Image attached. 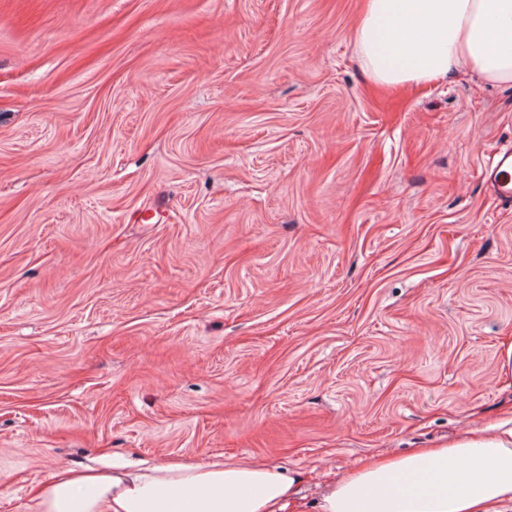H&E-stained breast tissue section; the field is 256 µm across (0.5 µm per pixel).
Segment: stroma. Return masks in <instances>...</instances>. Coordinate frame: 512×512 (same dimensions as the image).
Instances as JSON below:
<instances>
[{
  "instance_id": "stroma-1",
  "label": "stroma",
  "mask_w": 512,
  "mask_h": 512,
  "mask_svg": "<svg viewBox=\"0 0 512 512\" xmlns=\"http://www.w3.org/2000/svg\"><path fill=\"white\" fill-rule=\"evenodd\" d=\"M361 5L0 0V512L174 459L312 505L512 416V84H373ZM484 172L490 190L496 199L509 200L512 198L511 149L494 154Z\"/></svg>"
}]
</instances>
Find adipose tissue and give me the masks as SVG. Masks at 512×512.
<instances>
[{"label": "adipose tissue", "instance_id": "ef3b65f1", "mask_svg": "<svg viewBox=\"0 0 512 512\" xmlns=\"http://www.w3.org/2000/svg\"><path fill=\"white\" fill-rule=\"evenodd\" d=\"M367 77L391 87L458 69L512 83V0H364L354 30ZM300 477L257 461L84 467L39 488L36 512H288ZM318 512H512V419L438 448L359 464Z\"/></svg>", "mask_w": 512, "mask_h": 512}]
</instances>
